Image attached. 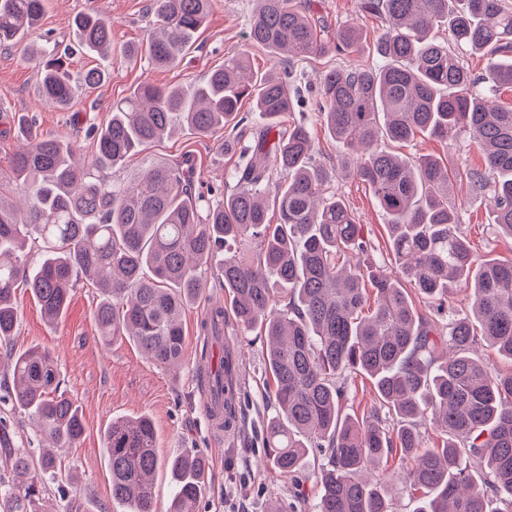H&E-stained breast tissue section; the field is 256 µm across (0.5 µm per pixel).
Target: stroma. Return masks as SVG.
Masks as SVG:
<instances>
[{"mask_svg":"<svg viewBox=\"0 0 512 512\" xmlns=\"http://www.w3.org/2000/svg\"><path fill=\"white\" fill-rule=\"evenodd\" d=\"M148 5L149 0H45L43 18L30 35L31 42L37 44L48 40L63 45L72 43L74 19L83 13L95 12L112 20V62L104 82L92 88L78 87L71 103L64 108L43 97L40 72L20 49L0 46V171L6 170L8 160L19 146L14 132L17 116H27L40 134L70 141L87 159L95 151L94 127L106 123L112 104L142 81L183 86L198 83L222 65L225 57L242 52L248 54L255 74L275 72L281 66L278 55L247 40L255 0H213L197 42L179 65L166 70L151 69L141 50L155 23ZM306 8L322 35H330L338 25L353 23L362 29L364 41L356 53L313 58L296 65L293 84L300 98L287 119L308 122L317 161L338 170L329 191L345 201L356 223L361 224L372 245V260L384 266L386 272L397 273L399 263L388 245L385 217L369 186L351 170L342 169L345 150L317 120L312 95L325 70L375 60L382 23L362 12L359 0H308ZM227 137L224 129L208 137L187 129L179 131L130 157L124 167L112 171L111 179L119 184L146 166L166 162L191 170L195 182L223 188L228 172L240 161L237 150L222 149ZM394 151L409 159L429 155L454 171L456 177L448 193V205L461 210L463 229L480 258H512V240L499 236L493 224L492 196L470 191L466 173L484 169L485 161L468 136L461 134L448 140L420 136L413 142L395 145ZM99 300L95 284L80 282L75 285L62 318L51 324L46 322L28 290L17 291L21 315L14 348L39 347L52 353L62 388L79 406L85 422L81 442L58 451L59 473L46 484L40 504L42 512H57L59 492L63 489L72 494V502L81 512L86 507L95 508L96 512H124L123 504L112 498L102 432L112 420L139 415L153 420L161 457L179 454L187 448L203 450L207 455L208 484L199 512H267L272 504L286 503L293 488L263 457L262 438L266 419L272 412L267 397L270 378L263 355L265 339L257 332L241 328L230 315L224 318V338L214 345L213 355L218 358L229 350L236 357V368L245 388L242 424L228 437L217 436L203 407L204 387L197 369L202 342L200 324L214 303H226L223 286L208 282L203 295L183 311L185 355L175 372L150 362L132 341L124 339L102 345L93 319Z\"/></svg>","mask_w":512,"mask_h":512,"instance_id":"obj_1","label":"stroma"}]
</instances>
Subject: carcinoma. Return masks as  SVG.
<instances>
[{
  "mask_svg": "<svg viewBox=\"0 0 512 512\" xmlns=\"http://www.w3.org/2000/svg\"><path fill=\"white\" fill-rule=\"evenodd\" d=\"M250 43L283 58L280 73L254 77L245 53L224 58L190 86L139 83L112 106L96 132V152L83 164L68 141L34 133L8 161L7 183L25 200L19 208L0 191V344L11 347L20 320L16 293L30 291L45 318L66 311L72 287L87 279L101 291L94 312L106 345L130 339L161 367L182 361L181 313L214 274L236 322L266 338L265 365L274 380L275 415L266 424V461L303 486L309 450L318 454L316 491L299 494L288 512H392L390 493L428 497L416 512H499L512 508V370L472 355L483 343L512 360V259L481 260L461 231L462 213L448 207L445 164L430 156L394 154L389 144L421 134L460 133L483 151L493 180L473 171L477 191L490 190L493 223L512 238V108L495 104L512 88V9L503 0H360L384 23L378 61L332 68L315 87V116L346 149H362L355 175L367 183L386 217L401 279L430 300L419 311L380 270L365 284L368 247L352 212L325 185L336 176L313 160L307 122L284 126L294 109L290 80L296 63L356 50L359 29L340 25L322 38L302 0H256ZM212 0H151L156 26L147 45L153 69L176 66L195 44ZM44 13V0H0V45H19ZM448 27L456 45L488 55L477 77L434 38ZM85 51L112 52V21L74 20ZM41 67L42 94L67 106L76 81L69 54L55 44L30 47ZM266 120L240 148L231 192L202 191L178 165L158 164L116 185L108 174L152 143L186 127L200 136L245 122L244 100ZM278 209L268 219L266 201ZM39 240L44 250L26 252ZM257 245L256 256L240 251ZM359 255L358 264L343 261ZM469 285V314L445 319L449 283ZM13 388L0 403L30 412L51 446L33 459L28 448L5 449L11 472L0 476V512H39L45 479L55 473L52 448L71 447L85 431L82 411L60 391L50 352H9ZM371 380L375 402L359 418L345 413L348 376ZM220 395L212 417L235 422L236 369L220 358L206 373ZM442 444L427 443V425ZM112 499L127 512H156L153 475L160 465L151 419H117L104 431ZM397 467L378 471L384 459ZM176 493L168 512H197L207 484V455L197 449L167 462Z\"/></svg>",
  "mask_w": 512,
  "mask_h": 512,
  "instance_id": "obj_1",
  "label": "carcinoma"
}]
</instances>
